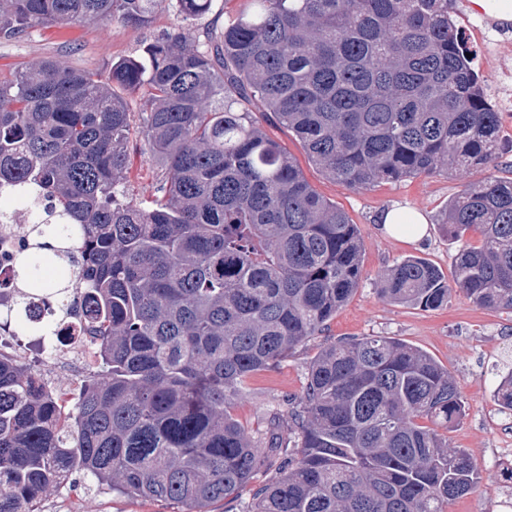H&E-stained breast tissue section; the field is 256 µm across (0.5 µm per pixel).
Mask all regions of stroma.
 <instances>
[{
  "mask_svg": "<svg viewBox=\"0 0 512 512\" xmlns=\"http://www.w3.org/2000/svg\"><path fill=\"white\" fill-rule=\"evenodd\" d=\"M450 2V14L457 26H472L491 44L480 59L482 71L512 74V28L502 29L490 19L474 17L469 0ZM181 25L177 13L168 9L159 11L145 29L117 22L40 25L19 40L0 43V74L9 75L46 58L105 74L113 62L138 54L146 40ZM261 123L268 135L298 161L317 192L335 202L358 225L363 273L356 292L323 332L275 367L250 376L244 395L233 406L234 417L250 431L263 432L270 414L287 420L290 402L301 396L306 385L307 365L321 348L342 339L395 338L424 350L447 367L465 403V414L449 430L448 443L471 454L480 471V482L474 493L449 505L447 512H506L504 501L512 499V490L503 483V456L497 443L512 433V417L501 413L493 390L499 374L512 367V313L482 308L458 292L452 294L447 305L423 309L381 300L376 291L379 275L403 257L425 258L450 279L455 275L454 258L460 244L480 245L478 229H469L457 239L442 222L445 205L462 190L466 176L419 175L354 190L326 178L272 116H263ZM131 153L129 192L137 199L152 198L163 170L144 153L139 136L131 138ZM395 205L425 215L428 227L423 242L408 244L384 233L379 216ZM42 508L44 512H178L176 504L163 500L81 489L68 497L47 493Z\"/></svg>",
  "mask_w": 512,
  "mask_h": 512,
  "instance_id": "obj_1",
  "label": "stroma"
}]
</instances>
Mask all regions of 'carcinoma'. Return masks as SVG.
I'll list each match as a JSON object with an SVG mask.
<instances>
[{"label": "carcinoma", "mask_w": 512, "mask_h": 512, "mask_svg": "<svg viewBox=\"0 0 512 512\" xmlns=\"http://www.w3.org/2000/svg\"><path fill=\"white\" fill-rule=\"evenodd\" d=\"M248 3L202 46L169 31L105 77L44 59L0 78V189L36 193L15 285L80 313L98 357L63 404L0 354V512H42L77 472L182 512L238 496L277 462L248 512H445L477 486L469 453L448 445L465 410L451 373L393 338L316 354L291 407L293 453L230 413L247 379L321 333L362 277L358 225L256 113L353 189L484 170L512 149L448 0ZM166 8L189 25L211 0H0V39L37 25L146 27ZM122 92L139 96L145 146L165 169L149 201L128 192L134 113ZM444 223L482 234L456 254L453 283L408 256L379 296L439 308L460 292L512 311V180L474 182ZM49 256L86 287L42 281ZM494 397L512 415V369Z\"/></svg>", "instance_id": "1"}]
</instances>
